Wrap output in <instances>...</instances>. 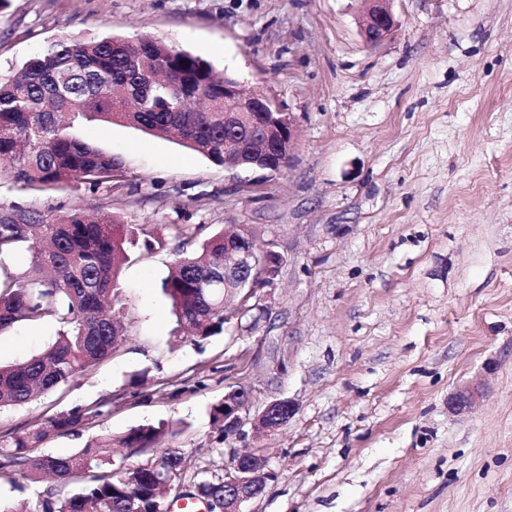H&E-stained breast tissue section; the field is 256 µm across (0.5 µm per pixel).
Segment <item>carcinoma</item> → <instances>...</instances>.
Masks as SVG:
<instances>
[{
    "label": "carcinoma",
    "instance_id": "1",
    "mask_svg": "<svg viewBox=\"0 0 512 512\" xmlns=\"http://www.w3.org/2000/svg\"><path fill=\"white\" fill-rule=\"evenodd\" d=\"M213 67L187 52L148 40L57 41L31 58L23 72L0 80V177L35 189L76 182L95 192L119 176L112 155L77 138L84 119L124 122L179 142L224 164V86ZM179 241L177 259L162 282L178 320L197 338L224 331L234 316L224 311V234L184 251V229L169 225ZM155 242L147 228L105 220L76 209L56 220L18 204H0V264L19 251L31 252L22 273L0 276V331L16 322L57 323L55 342L30 359L0 366V408L22 406L74 380L109 355L120 324L112 316L119 275L129 253ZM102 413L75 409L40 427L10 431L0 443V474L37 483L92 474L91 484L66 497L38 495L29 512H168L173 492L181 498L224 502V478L184 488V458L176 448L144 465L102 475L109 464L106 440L69 456L32 455L50 435L71 432ZM159 429L142 425L120 439L136 451L152 447Z\"/></svg>",
    "mask_w": 512,
    "mask_h": 512
}]
</instances>
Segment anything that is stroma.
<instances>
[{"label":"stroma","instance_id":"1","mask_svg":"<svg viewBox=\"0 0 512 512\" xmlns=\"http://www.w3.org/2000/svg\"><path fill=\"white\" fill-rule=\"evenodd\" d=\"M362 0H9L0 77L58 40L150 37L261 87L293 113L279 173L227 169L124 123L84 122L86 143L123 175L0 202L48 219L79 207L143 224L163 246L132 254L116 310L125 336L68 384L0 410V434L74 408L102 407L36 454L113 438L112 471L146 463L118 439L163 424L186 481L223 476L229 449L273 474L250 512H512V0H393L392 36L367 45ZM230 224L253 225L285 256L263 312L200 342L185 338L161 282L175 258ZM205 232H198V225ZM53 324L0 332V363L44 351ZM493 372H486V365ZM474 412L448 395L480 375ZM241 385L253 408L282 398L279 430L225 437L210 410ZM53 485L0 478V499L31 504Z\"/></svg>","mask_w":512,"mask_h":512}]
</instances>
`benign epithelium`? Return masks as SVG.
<instances>
[{
  "mask_svg": "<svg viewBox=\"0 0 512 512\" xmlns=\"http://www.w3.org/2000/svg\"><path fill=\"white\" fill-rule=\"evenodd\" d=\"M366 8L360 22L363 41L374 46L395 31L396 21L390 9L393 0H364ZM296 129L291 114L259 87L244 88L231 74H224V167L280 172L290 163ZM284 258L270 245L258 244L251 224H231L224 230V291L240 295L235 309L242 318L254 309L262 310L261 297L273 289ZM265 281L254 286L255 278ZM487 392L486 378L480 377L457 387L448 396V411L468 413L477 408ZM252 403L250 390L231 388L224 394V436L237 435L245 424L242 411ZM295 411L285 399L267 402L254 418L261 432L274 431L286 423ZM232 461L224 473V505L219 512H246L244 506L261 496L269 472L262 456L229 449Z\"/></svg>",
  "mask_w": 512,
  "mask_h": 512,
  "instance_id": "benign-epithelium-1",
  "label": "benign epithelium"
}]
</instances>
